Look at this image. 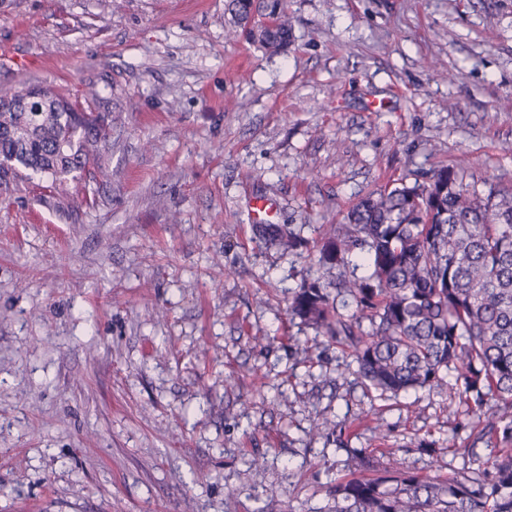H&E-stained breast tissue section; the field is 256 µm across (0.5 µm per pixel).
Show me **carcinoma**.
<instances>
[{"mask_svg":"<svg viewBox=\"0 0 512 512\" xmlns=\"http://www.w3.org/2000/svg\"><path fill=\"white\" fill-rule=\"evenodd\" d=\"M232 40L271 54L288 47L282 0H228ZM107 102L89 88L72 99L47 84L0 93V187L47 179L59 207L68 181L108 176ZM463 163L392 180L351 205L326 233L316 276L288 299V316L324 330L382 395L447 384L470 408L473 440L487 453L474 478L375 469L349 449L355 471L328 487L327 512H512V189L481 192ZM366 271L357 275V257ZM354 306L345 315L340 308ZM493 400L499 415L483 410Z\"/></svg>","mask_w":512,"mask_h":512,"instance_id":"carcinoma-1","label":"carcinoma"}]
</instances>
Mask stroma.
Segmentation results:
<instances>
[{
    "mask_svg": "<svg viewBox=\"0 0 512 512\" xmlns=\"http://www.w3.org/2000/svg\"><path fill=\"white\" fill-rule=\"evenodd\" d=\"M224 4L0 0V91L112 85L92 203L0 188V512H323L353 448L478 469L457 395L378 396L287 304L388 178L512 185V0H286L274 55Z\"/></svg>",
    "mask_w": 512,
    "mask_h": 512,
    "instance_id": "35a3bbf8",
    "label": "stroma"
}]
</instances>
